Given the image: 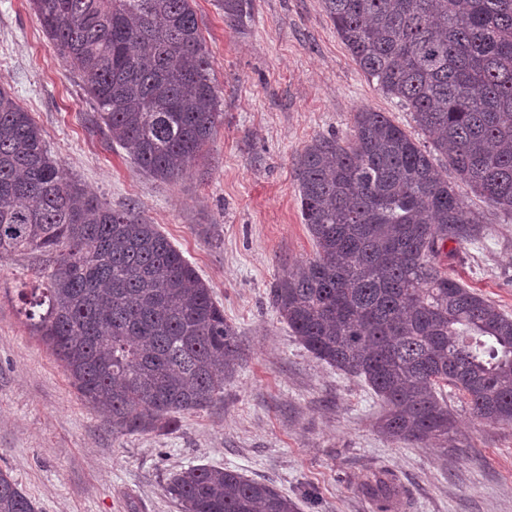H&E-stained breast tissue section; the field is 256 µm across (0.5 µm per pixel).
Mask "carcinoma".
<instances>
[{
    "label": "carcinoma",
    "instance_id": "cac0c4a2",
    "mask_svg": "<svg viewBox=\"0 0 512 512\" xmlns=\"http://www.w3.org/2000/svg\"><path fill=\"white\" fill-rule=\"evenodd\" d=\"M194 0H30L59 55L79 63L102 123L141 169L180 178L220 123ZM336 33L386 96L412 112L427 151L384 112L312 139L295 176L315 257L268 299L320 361L386 407L380 428L422 444L452 425L444 387L472 414L512 423V317L448 276L449 241L477 238L463 183L512 216V0H323ZM235 23L248 0H220ZM448 162L441 177L433 155ZM29 255L46 288L20 313L114 434L172 431L224 393L235 328L182 252L134 209L114 210L52 159L43 130L0 86V255ZM366 490L395 512L399 486ZM180 512H299L271 484L200 465L172 473ZM0 512H37L0 470Z\"/></svg>",
    "mask_w": 512,
    "mask_h": 512
}]
</instances>
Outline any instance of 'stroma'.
I'll return each mask as SVG.
<instances>
[{"instance_id": "1", "label": "stroma", "mask_w": 512, "mask_h": 512, "mask_svg": "<svg viewBox=\"0 0 512 512\" xmlns=\"http://www.w3.org/2000/svg\"><path fill=\"white\" fill-rule=\"evenodd\" d=\"M224 119L185 175L161 182L112 142L76 64L43 34L29 0H0V85L44 132L52 157L110 206L139 208L209 286L242 354L214 406L175 431L113 434L27 327L18 291L28 256H0V469L39 512H179L170 474L195 465L271 482L300 512H377L367 476L393 475L399 512H512V424L475 418L452 387L453 427L426 444L384 436L366 383L316 359L272 309L277 279L312 259L295 161L313 138L349 137L355 112L386 113L431 140L352 58L322 0H251L236 23L195 0ZM483 222L438 257L449 275L512 315V216L460 186Z\"/></svg>"}]
</instances>
